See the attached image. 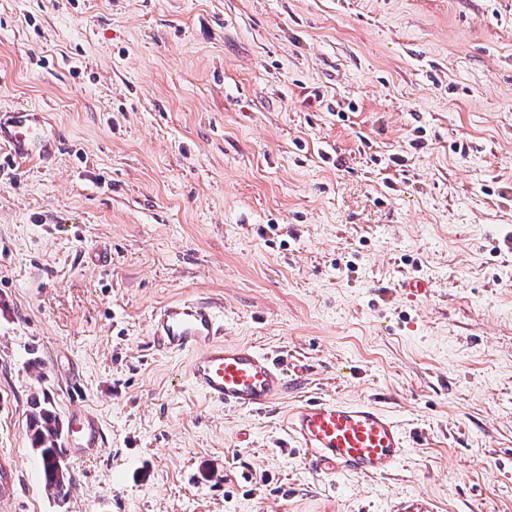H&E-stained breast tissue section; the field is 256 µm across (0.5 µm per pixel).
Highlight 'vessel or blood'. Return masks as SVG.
<instances>
[{
  "mask_svg": "<svg viewBox=\"0 0 512 512\" xmlns=\"http://www.w3.org/2000/svg\"><path fill=\"white\" fill-rule=\"evenodd\" d=\"M0 143L8 147L11 159L41 160L58 147L60 134L47 127L40 112L0 108ZM221 330L213 304L172 302L155 315L153 346L160 353H192L190 385L211 403L249 411L269 407L289 385L281 356L247 344L224 343ZM73 426L76 437L67 441V448L100 451L102 436L91 413L76 411ZM286 434L297 440L306 466L327 476L382 477L408 452L399 422L369 401H307L289 416ZM389 512H439V508L433 498L412 494Z\"/></svg>",
  "mask_w": 512,
  "mask_h": 512,
  "instance_id": "vessel-or-blood-1",
  "label": "vessel or blood"
}]
</instances>
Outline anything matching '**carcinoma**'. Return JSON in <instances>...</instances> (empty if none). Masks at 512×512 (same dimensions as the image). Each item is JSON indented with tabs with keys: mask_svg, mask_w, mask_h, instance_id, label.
<instances>
[{
	"mask_svg": "<svg viewBox=\"0 0 512 512\" xmlns=\"http://www.w3.org/2000/svg\"><path fill=\"white\" fill-rule=\"evenodd\" d=\"M29 430L33 445L42 460L46 482L56 490L57 496L67 497L70 494L71 482L68 475L59 473L54 466L55 459L63 454V451L58 448V420L49 408L48 402L33 403V411L29 417Z\"/></svg>",
	"mask_w": 512,
	"mask_h": 512,
	"instance_id": "obj_1",
	"label": "carcinoma"
}]
</instances>
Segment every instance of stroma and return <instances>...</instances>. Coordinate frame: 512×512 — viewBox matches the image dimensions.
I'll list each match as a JSON object with an SVG mask.
<instances>
[{"instance_id": "obj_1", "label": "stroma", "mask_w": 512, "mask_h": 512, "mask_svg": "<svg viewBox=\"0 0 512 512\" xmlns=\"http://www.w3.org/2000/svg\"><path fill=\"white\" fill-rule=\"evenodd\" d=\"M17 105L66 148L0 146V512H512V0H0ZM180 300L282 355L287 394L194 391L152 348ZM43 397L104 438L64 499ZM312 398L376 402L407 455L308 469L280 443ZM49 402L44 400L43 405L35 401L33 411L29 417V430L32 442L38 451L43 465V473L46 482L56 490V495L66 498L70 494L71 482L68 474V466L64 458H58L63 454L62 448H58L59 426L54 412L49 408ZM56 459V467L54 461ZM60 473H59V472ZM436 501L422 494H412L402 498L389 508V512H438Z\"/></svg>"}]
</instances>
